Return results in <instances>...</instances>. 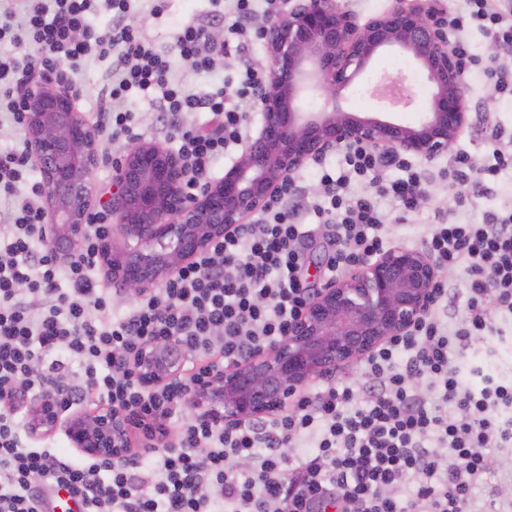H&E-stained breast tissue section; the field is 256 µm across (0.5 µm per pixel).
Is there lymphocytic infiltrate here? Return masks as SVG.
I'll return each mask as SVG.
<instances>
[{
	"mask_svg": "<svg viewBox=\"0 0 512 512\" xmlns=\"http://www.w3.org/2000/svg\"><path fill=\"white\" fill-rule=\"evenodd\" d=\"M230 2L233 22L223 41L208 25L180 27L173 47L200 75L216 57L237 60L235 87L193 91L171 76L167 55L139 36L135 0H8L0 7V97L7 120L24 119L14 95L36 66L77 72L91 57H111L112 73L97 108L106 143L130 139L140 104L171 116L167 134L190 164L189 188L208 179L213 163L243 147L249 116L268 89L266 71L248 56L261 33L257 14L279 13L285 0ZM448 13L433 0L431 13L447 25L450 49L462 67H483L486 91L512 96V67L483 64L469 46L471 29L512 48V0H464ZM111 14L109 34L89 21L98 5ZM125 102L122 110L113 101ZM208 112V127L177 118ZM343 171L320 165L321 200L315 212L333 230L328 276L389 250L379 200L407 212L421 203L425 181L401 156L347 147ZM26 149L0 152V195L16 196L10 224L0 228V512H48L52 491L65 489L82 512H472L475 481L485 477L490 501L502 499L495 478L501 449L512 447V383L483 367L459 373L469 350L497 330L489 309L512 314V213L483 224L439 217L420 239L437 267L465 277L461 322L441 318L448 289L439 284L429 312L404 336L384 342L360 361L357 378L340 377L304 390L288 409L235 426L184 415L188 392L202 376L266 348L287 335L313 290L301 278L302 246L312 235L299 223L294 182L282 185L258 217L225 233L209 250L182 263L161 288L142 293L121 317L109 320L112 294L104 282L101 245L111 236L107 210L92 214L74 254L59 257L50 244ZM403 170L389 179L390 170ZM368 183L355 195L353 183ZM178 337L189 374L148 390L135 363L143 346ZM49 396L65 407L97 396L141 423L176 425L173 443L113 461L79 464L55 448H31L28 400ZM316 434L310 451L299 438ZM246 470H239V460Z\"/></svg>",
	"mask_w": 512,
	"mask_h": 512,
	"instance_id": "1",
	"label": "lymphocytic infiltrate"
}]
</instances>
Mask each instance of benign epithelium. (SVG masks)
Instances as JSON below:
<instances>
[{
    "label": "benign epithelium",
    "instance_id": "1",
    "mask_svg": "<svg viewBox=\"0 0 512 512\" xmlns=\"http://www.w3.org/2000/svg\"><path fill=\"white\" fill-rule=\"evenodd\" d=\"M268 90L262 123L224 175L187 192L189 169L175 151L139 141L112 166V218L124 236L105 256L112 280L130 294L155 284L180 263L207 250L259 212L281 184L309 161L345 144L431 160L468 123L470 89L448 33L424 6L395 0L392 9L358 24L336 0H289L265 30ZM411 58L433 92L422 117L406 124L346 110L344 92L386 51ZM321 96L318 112L301 99ZM372 95L390 108L412 104L405 77L387 78ZM31 154L46 188L45 217L55 250L71 253L89 221L92 175L99 162L98 131L76 109L60 71H42L19 95ZM438 270L422 249L394 247L318 289L288 336L245 360L194 383L188 404L226 426L281 411L313 377L326 374L402 336L430 309ZM186 355L171 336L147 345L136 371L148 389L184 372ZM65 410L50 399L35 408L33 433L51 432ZM132 419L102 408L73 412L64 429L72 447L94 459L129 454Z\"/></svg>",
    "mask_w": 512,
    "mask_h": 512
}]
</instances>
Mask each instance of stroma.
<instances>
[{
	"instance_id": "1",
	"label": "stroma",
	"mask_w": 512,
	"mask_h": 512,
	"mask_svg": "<svg viewBox=\"0 0 512 512\" xmlns=\"http://www.w3.org/2000/svg\"><path fill=\"white\" fill-rule=\"evenodd\" d=\"M151 8L150 0H140L136 23L155 47L163 52L171 51L172 36L183 23L194 19L205 21L214 31L225 26L224 19L213 18L210 0H168L165 13L159 17L152 16ZM111 70V59L101 58L90 61L82 71L72 75V82L84 90L83 96L76 99L75 105L86 119H93L99 92L107 84ZM400 71L407 76L419 102L397 112L396 117L409 124L417 122L422 111L420 103L430 99L432 87L424 80L421 71L410 58L398 52L383 53L375 60L367 73L346 93L342 101L344 108L365 114L383 111V103L371 95L370 88L381 77ZM467 83L472 90L469 123L452 145L450 153H468L473 165L480 168L492 156L493 146L489 141L491 127H498L505 135L512 136V98L485 97L482 90L484 80L480 74H472ZM449 155L444 154L431 161H420L419 166L425 174L429 197L416 212L400 214L395 202L381 200L380 208L386 215V230L396 245L412 247L414 241L422 236L426 225L436 223L437 216L441 213L464 224H480L487 214L512 211V169L502 171L488 193L473 196L463 204L459 201V186L453 185L451 180L442 175L443 169L448 166ZM494 322L501 328V335L488 337L480 343L476 357L488 364L501 379L510 381L512 316L498 314L495 315Z\"/></svg>"
}]
</instances>
